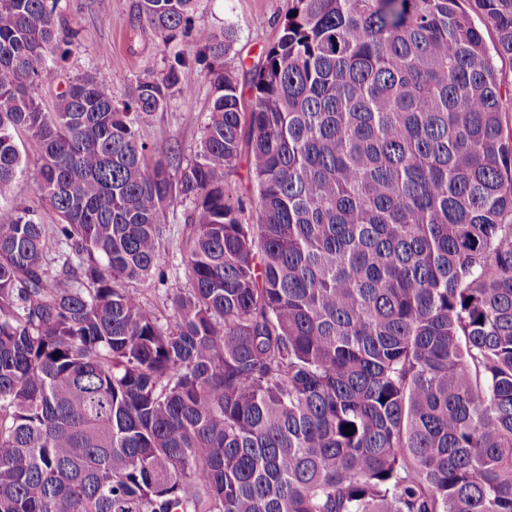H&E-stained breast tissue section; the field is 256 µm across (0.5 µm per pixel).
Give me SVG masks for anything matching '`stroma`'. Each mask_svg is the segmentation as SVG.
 Returning a JSON list of instances; mask_svg holds the SVG:
<instances>
[{
  "mask_svg": "<svg viewBox=\"0 0 512 512\" xmlns=\"http://www.w3.org/2000/svg\"><path fill=\"white\" fill-rule=\"evenodd\" d=\"M60 7L66 22L79 32V46L60 60L58 84L36 89L35 97L45 110L53 109L64 83L85 73L110 82L115 97L124 99L132 82L160 73L173 55L143 19L139 0H60ZM287 9L288 0H203L202 20L232 33L224 66L237 76L241 90H248L251 68L277 39ZM188 82L192 94L174 96L143 128L145 139L183 165L201 141L213 95L205 65H196ZM185 210V204L177 202L166 213L161 240L165 282L151 279L135 285L150 301H163L188 280L181 247Z\"/></svg>",
  "mask_w": 512,
  "mask_h": 512,
  "instance_id": "obj_1",
  "label": "stroma"
}]
</instances>
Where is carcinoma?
<instances>
[{"label":"carcinoma","instance_id":"carcinoma-1","mask_svg":"<svg viewBox=\"0 0 512 512\" xmlns=\"http://www.w3.org/2000/svg\"><path fill=\"white\" fill-rule=\"evenodd\" d=\"M201 2L141 0L187 48L47 112L78 32L0 0V204L56 216L0 224V512H512V0H288L247 105ZM203 62L172 170L142 128ZM15 203L39 213L43 223L53 224L54 217L48 213L41 195L29 181L20 180L18 182ZM185 210L186 205L177 202L166 213L160 249L162 264L167 274L164 284L155 278L129 285V288L136 289L152 302H162L166 294H171L173 290L187 283L188 270L181 247Z\"/></svg>","mask_w":512,"mask_h":512}]
</instances>
